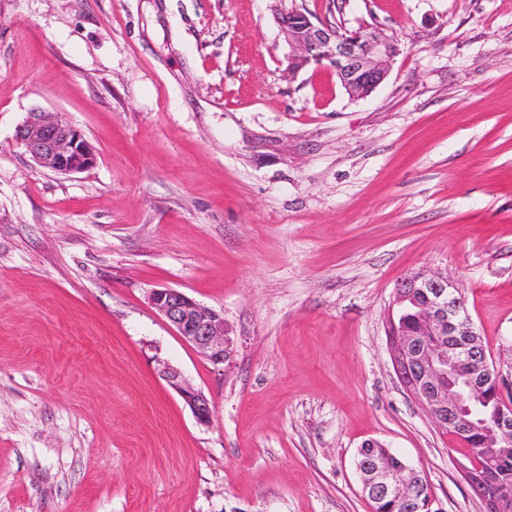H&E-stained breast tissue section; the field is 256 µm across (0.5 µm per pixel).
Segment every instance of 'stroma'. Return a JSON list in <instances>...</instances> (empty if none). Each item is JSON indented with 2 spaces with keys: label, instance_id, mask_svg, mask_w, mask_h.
Here are the masks:
<instances>
[{
  "label": "stroma",
  "instance_id": "obj_1",
  "mask_svg": "<svg viewBox=\"0 0 512 512\" xmlns=\"http://www.w3.org/2000/svg\"><path fill=\"white\" fill-rule=\"evenodd\" d=\"M274 4L0 0V512H372L369 440L434 512H484L387 325L401 278L446 273L512 382V0H295L398 38L363 99L287 73ZM34 109L96 165L34 166ZM162 287L223 312L232 365ZM148 299L179 336L213 365L224 366L232 361L234 341L224 327L223 314L172 288H154ZM160 374L173 387L192 411L200 424H208L212 419V407L206 395L194 388L183 378L181 372L170 366L162 364Z\"/></svg>",
  "mask_w": 512,
  "mask_h": 512
}]
</instances>
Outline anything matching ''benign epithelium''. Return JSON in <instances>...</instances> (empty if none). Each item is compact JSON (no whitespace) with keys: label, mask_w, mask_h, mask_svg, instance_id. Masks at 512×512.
I'll return each instance as SVG.
<instances>
[{"label":"benign epithelium","mask_w":512,"mask_h":512,"mask_svg":"<svg viewBox=\"0 0 512 512\" xmlns=\"http://www.w3.org/2000/svg\"><path fill=\"white\" fill-rule=\"evenodd\" d=\"M278 24L293 50L288 56V70L311 64L327 67L354 99L368 96L384 82L400 51L393 36L367 26L342 33L332 26L315 24L295 7L281 11ZM16 138L42 169L82 173L97 162L96 150L83 132L53 112H29L18 127ZM148 299L179 336L212 364L232 361L234 341L224 327L223 314L172 288H154ZM393 306L397 315H389L387 336L395 372L442 433L464 442L470 425L467 416L479 402L476 373H490L497 366L486 351L476 347L473 336L477 331L457 285L442 272H416L397 284ZM408 316L418 322L419 333H407L404 322ZM160 374L199 423H210L212 407L201 390L168 364L161 365ZM511 441L512 403L502 397L493 424L485 431V464L493 466ZM483 465L469 460L464 467L466 480L487 512H503L512 497L496 489ZM413 473L407 465L391 468L387 458L381 456L372 466L373 491L409 501L413 497Z\"/></svg>","instance_id":"obj_1"}]
</instances>
